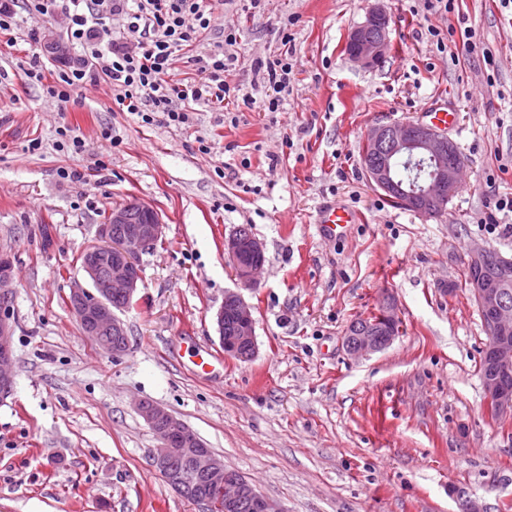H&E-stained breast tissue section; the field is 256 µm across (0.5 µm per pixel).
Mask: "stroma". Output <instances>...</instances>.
<instances>
[{"label":"stroma","mask_w":512,"mask_h":512,"mask_svg":"<svg viewBox=\"0 0 512 512\" xmlns=\"http://www.w3.org/2000/svg\"><path fill=\"white\" fill-rule=\"evenodd\" d=\"M15 2L17 27L0 34V252L16 290L0 512H202L153 468L159 441L140 400L182 419L285 512H458L463 498L512 512V418L486 411L488 335L464 278L470 248L512 258V237L484 223L512 197V11L499 0L449 11L426 0H209L211 28L193 51L235 33L224 80L253 104L200 103L176 127L119 111L104 84L50 99L26 75L31 57L51 73L88 55L62 16L36 20ZM376 8L393 51L364 69L344 46ZM468 27L477 38L466 52ZM53 39L67 55L51 52ZM286 49L293 72L270 112L257 63ZM437 105L459 115L449 137L466 174L430 216L375 188L361 154L371 125L424 122ZM62 128L81 152L57 148ZM133 197L164 232L140 255L144 283L120 314L129 349L115 358L81 331L67 297L86 280L79 256L99 224ZM329 200L364 218L334 241L313 222ZM242 225L265 247L258 285L241 289L257 344L245 362L225 355L215 321L238 287L224 240ZM388 297L399 336L349 356L350 321ZM193 349L224 363L196 374Z\"/></svg>","instance_id":"1"}]
</instances>
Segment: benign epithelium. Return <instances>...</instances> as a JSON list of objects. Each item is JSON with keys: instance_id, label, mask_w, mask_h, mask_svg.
I'll list each match as a JSON object with an SVG mask.
<instances>
[{"instance_id": "7a95c632", "label": "benign epithelium", "mask_w": 512, "mask_h": 512, "mask_svg": "<svg viewBox=\"0 0 512 512\" xmlns=\"http://www.w3.org/2000/svg\"><path fill=\"white\" fill-rule=\"evenodd\" d=\"M392 49L389 18L385 12L375 10L353 29L346 40L345 51L355 63L373 68L381 64ZM366 144L370 149L362 152L361 164L368 179L386 195L415 212L442 210L456 194L462 166L449 161L455 143L441 129L423 122L392 120L380 122L368 129ZM384 151L378 160L371 151ZM409 166L425 162L430 176L420 187L401 183L397 163ZM120 232H114L117 225ZM164 224L158 212L150 205L130 199L112 209L105 223L98 227V241L83 253L81 267L91 284L104 282L105 289L98 294L78 284L71 288L69 308L83 333L91 337L105 353L119 357L127 347L119 342L100 343V336L126 335L124 323L117 316L118 307L112 297L120 298L121 307L132 305L143 283L140 254L153 249L161 240ZM235 275L246 288L257 284V277L265 264L263 244L251 234L233 232L224 240ZM470 273L467 283L480 313L487 316L485 327L488 342L483 351V387L487 408L491 416H512V387L503 385L500 378L512 373V303L508 286L512 284V259L491 249L476 247L470 250L466 263ZM14 265L10 255L0 253V398L11 395L14 377L10 370L13 358L15 323L10 318L15 301ZM230 307L236 321L235 334L224 335V307ZM384 335L379 336L372 325L345 332L343 345L355 358L380 352L399 335V316L392 302L383 304L378 313ZM219 340L227 355L243 349L247 357L256 351L255 320L251 306L240 293L226 291L224 306L216 313ZM137 410L149 427L157 434L160 445L153 455V466L169 484L184 492V481L169 472L170 457L189 452L194 472L203 476L220 496L224 507L231 512L241 500L253 501L257 512H285L275 501L263 495L243 474L224 467V461L207 448L199 437L177 416L164 407L141 400Z\"/></svg>"}]
</instances>
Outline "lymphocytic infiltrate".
<instances>
[{
  "label": "lymphocytic infiltrate",
  "mask_w": 512,
  "mask_h": 512,
  "mask_svg": "<svg viewBox=\"0 0 512 512\" xmlns=\"http://www.w3.org/2000/svg\"><path fill=\"white\" fill-rule=\"evenodd\" d=\"M115 15L124 17L127 34L137 36L135 48L102 40L104 19ZM65 18L71 41L84 45L91 61L57 72L46 92L58 102H70L85 86L106 83L119 110L146 124L160 118L185 126L191 122L187 103L220 104L232 94L224 71L226 50L237 42L233 35L206 55L188 57L206 81L171 78L177 52L211 27L206 0H69Z\"/></svg>",
  "instance_id": "1"
}]
</instances>
